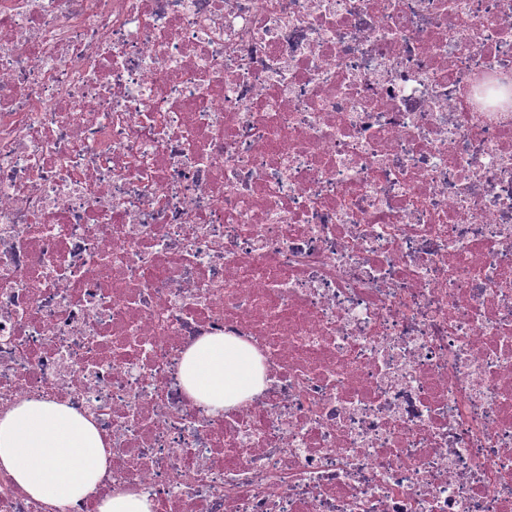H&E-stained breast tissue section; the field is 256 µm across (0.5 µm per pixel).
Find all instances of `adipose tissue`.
Returning <instances> with one entry per match:
<instances>
[{
  "label": "adipose tissue",
  "instance_id": "obj_1",
  "mask_svg": "<svg viewBox=\"0 0 512 512\" xmlns=\"http://www.w3.org/2000/svg\"><path fill=\"white\" fill-rule=\"evenodd\" d=\"M179 375L190 397L216 410L264 388L256 351L224 336H206L189 347ZM110 463L90 417L64 403L25 399L0 413V469L35 500L58 504L91 494Z\"/></svg>",
  "mask_w": 512,
  "mask_h": 512
}]
</instances>
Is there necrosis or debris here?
I'll list each match as a JSON object with an SVG mask.
<instances>
[{"label":"necrosis or debris","mask_w":512,"mask_h":512,"mask_svg":"<svg viewBox=\"0 0 512 512\" xmlns=\"http://www.w3.org/2000/svg\"><path fill=\"white\" fill-rule=\"evenodd\" d=\"M211 335L263 391L178 376ZM94 495L0 512H512V0H0V412ZM179 375L190 397L215 410L240 404L264 389L256 351L226 336H205L189 347ZM111 456L90 417L62 402L25 399L0 413V469L35 500L91 494ZM150 497L139 491H126L112 495L98 506V512H153Z\"/></svg>","instance_id":"obj_1"}]
</instances>
